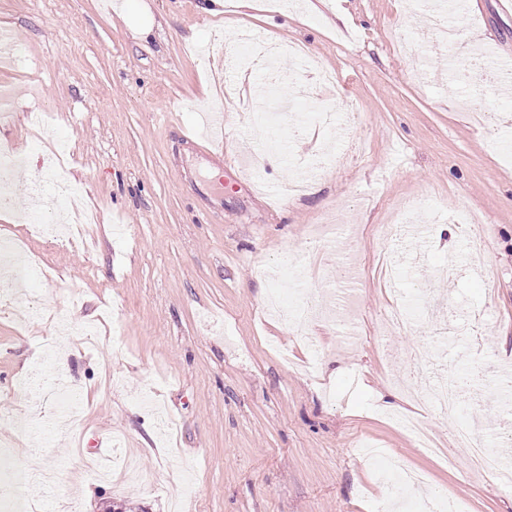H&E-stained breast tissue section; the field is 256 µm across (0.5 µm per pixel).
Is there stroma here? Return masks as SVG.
<instances>
[{"instance_id": "35a3bbf8", "label": "stroma", "mask_w": 512, "mask_h": 512, "mask_svg": "<svg viewBox=\"0 0 512 512\" xmlns=\"http://www.w3.org/2000/svg\"><path fill=\"white\" fill-rule=\"evenodd\" d=\"M200 0H0V31L25 48L0 64L12 102L0 141L28 155L12 173L13 204L0 239L24 242L55 273L0 279V438L11 486L25 456L54 471L27 482L18 512H374L387 496L362 450L386 448L425 476L403 512H430L437 492L460 512H512V483L471 470L455 426L500 421L499 369L512 364V95L497 94L479 125L461 99L484 100L481 74L467 87L445 78L451 48L403 43L427 25L424 0H300L284 9L233 0L223 15ZM473 0L455 16L463 40L512 63V11ZM150 23L148 38L132 26ZM295 44L282 54L277 90L251 97V76L231 73L215 136L199 115L216 100L211 75L242 50L240 35ZM336 81L310 100L308 61ZM355 110L344 139L319 130V110ZM46 117L42 134L32 113ZM194 141H186L187 133ZM71 160L64 173L94 207L92 244L30 230L19 217L45 176L47 143ZM305 194L283 185L315 157ZM485 217L484 273L468 270L469 243L451 216ZM424 225L398 254L396 292L374 274L400 214ZM354 227L349 244L317 242L326 221ZM294 255L283 268L284 255ZM289 303L318 297L305 331L265 307L272 289ZM439 299L456 318L446 332L417 322L383 329L389 305ZM429 374L468 382L455 422L396 389L413 349ZM67 355L56 365V351ZM316 359L315 374L300 366ZM35 377L57 394L31 400ZM87 393L68 441L54 436L66 395ZM421 412L447 459L425 454L397 423ZM116 445L93 448V434Z\"/></svg>"}]
</instances>
